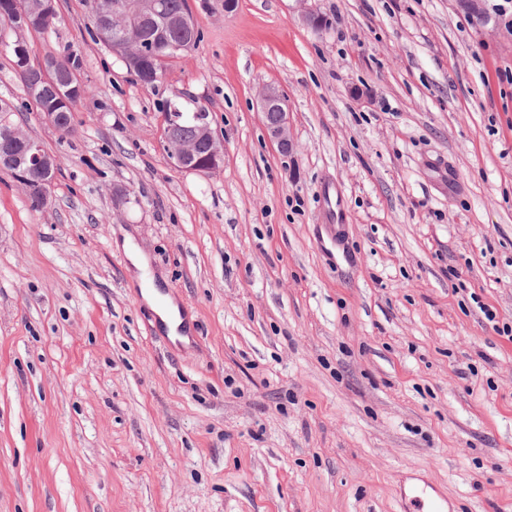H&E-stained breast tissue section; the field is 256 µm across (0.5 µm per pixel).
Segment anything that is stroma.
Masks as SVG:
<instances>
[{
  "instance_id": "35a3bbf8",
  "label": "stroma",
  "mask_w": 512,
  "mask_h": 512,
  "mask_svg": "<svg viewBox=\"0 0 512 512\" xmlns=\"http://www.w3.org/2000/svg\"><path fill=\"white\" fill-rule=\"evenodd\" d=\"M188 4L202 41L147 85L89 0H56L26 39L32 65L82 60L67 136L0 46V99L59 159L42 210L0 172V512H401L413 474L450 512H512V31L456 0ZM172 104L208 112L219 172L173 164ZM125 232L189 345L156 330ZM261 114L269 138L277 143L282 153L294 148L288 127V110L285 97L275 87H267L260 98ZM278 112H271V111ZM274 116V119H271ZM319 195L324 202L323 223L345 224L346 211L344 198L333 182L323 183L319 189Z\"/></svg>"
}]
</instances>
